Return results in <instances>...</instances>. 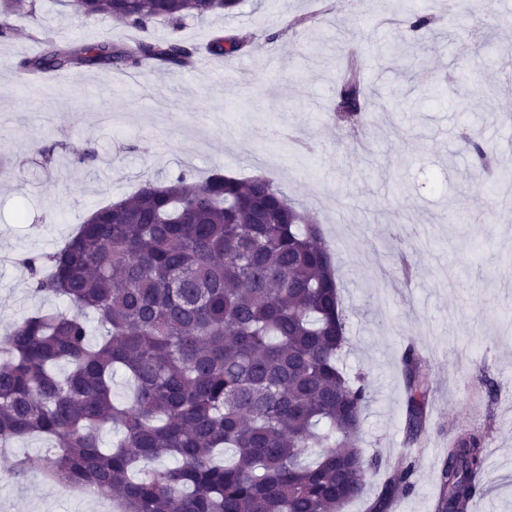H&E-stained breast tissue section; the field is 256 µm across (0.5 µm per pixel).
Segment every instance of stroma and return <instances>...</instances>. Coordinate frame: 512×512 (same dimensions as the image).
<instances>
[{
  "label": "stroma",
  "mask_w": 512,
  "mask_h": 512,
  "mask_svg": "<svg viewBox=\"0 0 512 512\" xmlns=\"http://www.w3.org/2000/svg\"><path fill=\"white\" fill-rule=\"evenodd\" d=\"M328 2L320 14L317 0H241L234 14L180 26L178 38L201 49L191 68H86L54 86L20 61L47 39L117 41L126 28L73 15L62 0L10 16L15 36L0 40V244L17 261L0 267V336L58 306L31 292L21 258L54 252L97 207L148 179L263 173L320 225L333 253L348 313L344 367L370 389L365 457H404L405 346L433 372L415 488L391 512H431L448 438L463 428L487 434L492 480L475 512H512V208L462 143L477 137L512 160V124L500 112L512 89V0H418L420 10L451 11L434 37L385 26L395 0ZM307 14L304 29H288ZM238 30L253 43L216 75L204 49ZM348 57L366 86L355 146L332 119ZM404 253L418 268L411 282L397 270ZM483 379L497 385L496 400L475 401ZM46 448L15 443L29 477L0 488V512H68L64 490L41 477Z\"/></svg>",
  "instance_id": "35a3bbf8"
}]
</instances>
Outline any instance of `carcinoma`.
<instances>
[{
    "mask_svg": "<svg viewBox=\"0 0 512 512\" xmlns=\"http://www.w3.org/2000/svg\"><path fill=\"white\" fill-rule=\"evenodd\" d=\"M240 0H68L72 14L120 22L138 36L79 45L52 41L25 59L28 73L84 67L182 69L197 47L176 38L187 18L229 15ZM410 28L436 19L408 9ZM162 21L172 33L156 37ZM248 32L214 36L216 58L241 54ZM364 89L357 61L344 70L336 124L353 127ZM484 171L505 161L466 139ZM32 292L65 311L24 317L0 341V447L52 441L41 475L80 484L121 512H344L382 458H364L359 433L370 401L362 377L340 367L347 314L330 249L313 224L264 177L216 169L147 181L92 211L57 251L26 257ZM411 442L424 431L432 378L409 345L402 357ZM124 372L131 397H113ZM120 432L106 448L105 431ZM322 446L312 460L308 448ZM172 456L175 467L153 462ZM12 479L28 464L14 456ZM413 464L387 468L368 512H390L414 489ZM434 512H470L486 493V436L448 443Z\"/></svg>",
    "mask_w": 512,
    "mask_h": 512,
    "instance_id": "1",
    "label": "carcinoma"
}]
</instances>
